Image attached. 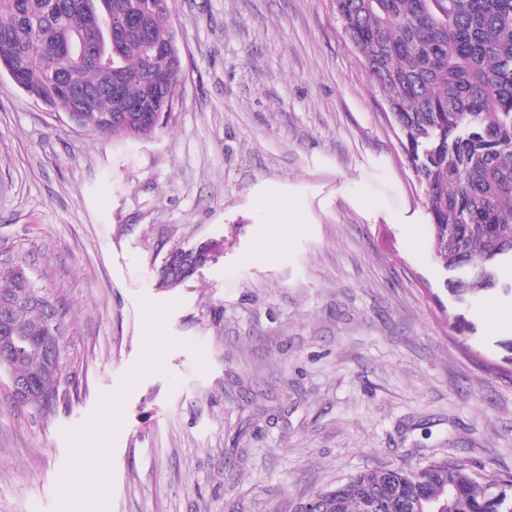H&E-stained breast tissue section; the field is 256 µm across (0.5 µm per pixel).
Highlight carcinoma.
<instances>
[{"mask_svg": "<svg viewBox=\"0 0 512 512\" xmlns=\"http://www.w3.org/2000/svg\"><path fill=\"white\" fill-rule=\"evenodd\" d=\"M345 33L361 54L404 137L413 172L424 188L430 245L446 287L468 304L483 290H512V0H334ZM0 0V54L57 111L72 102L50 73L98 91L94 110L77 113L83 128L103 136L148 138L157 128L126 121L153 92L147 57L176 44L168 22L148 16L150 42L123 41L112 58H87L80 43L102 31L88 0ZM175 74L159 90L169 110ZM121 87L118 94L110 88ZM40 306L22 320L23 342L0 360L16 378L35 375L43 393L59 391L62 371L46 369L56 343L47 323L53 298L34 289ZM317 512H512V483L467 464L439 459L410 470L360 472L317 492Z\"/></svg>", "mask_w": 512, "mask_h": 512, "instance_id": "1", "label": "carcinoma"}]
</instances>
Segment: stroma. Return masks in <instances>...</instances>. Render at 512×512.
Returning a JSON list of instances; mask_svg holds the SVG:
<instances>
[{"instance_id": "35a3bbf8", "label": "stroma", "mask_w": 512, "mask_h": 512, "mask_svg": "<svg viewBox=\"0 0 512 512\" xmlns=\"http://www.w3.org/2000/svg\"><path fill=\"white\" fill-rule=\"evenodd\" d=\"M170 23L181 73L148 139L0 72V261L57 300L71 380L45 417L0 371V512H294L437 457L512 480V296L448 294L333 0H175ZM191 255L192 257H197L199 259V262L192 273L184 276L190 270V267L185 266V264L181 261L178 254H172L168 262L169 273H171L172 277L176 279H180L182 276L184 277L177 282H169L166 279H164L161 274L162 283L165 284L166 286H174L179 284L186 278L193 275L200 268L199 266L205 265L209 258L208 249L206 247H201L198 250L192 251Z\"/></svg>"}]
</instances>
